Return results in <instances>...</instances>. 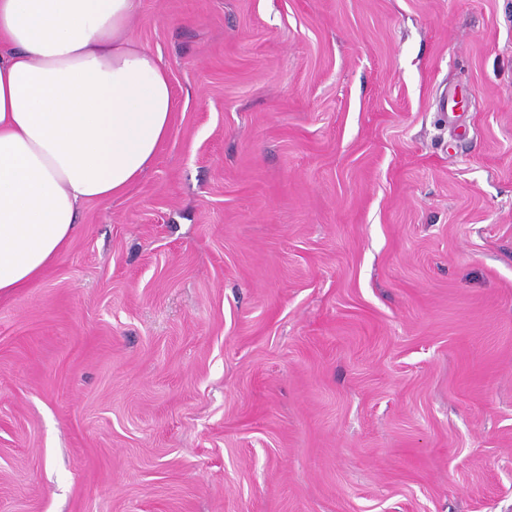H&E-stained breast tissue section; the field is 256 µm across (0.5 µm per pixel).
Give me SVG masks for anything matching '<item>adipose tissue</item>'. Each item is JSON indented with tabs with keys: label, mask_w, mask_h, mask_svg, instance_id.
<instances>
[{
	"label": "adipose tissue",
	"mask_w": 512,
	"mask_h": 512,
	"mask_svg": "<svg viewBox=\"0 0 512 512\" xmlns=\"http://www.w3.org/2000/svg\"><path fill=\"white\" fill-rule=\"evenodd\" d=\"M139 7L0 0V295L35 284L82 204L125 194L169 134V70L127 35Z\"/></svg>",
	"instance_id": "1"
}]
</instances>
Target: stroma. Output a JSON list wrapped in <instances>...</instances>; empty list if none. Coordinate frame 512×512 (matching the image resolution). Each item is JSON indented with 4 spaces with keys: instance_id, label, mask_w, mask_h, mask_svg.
<instances>
[{
    "instance_id": "stroma-1",
    "label": "stroma",
    "mask_w": 512,
    "mask_h": 512,
    "mask_svg": "<svg viewBox=\"0 0 512 512\" xmlns=\"http://www.w3.org/2000/svg\"><path fill=\"white\" fill-rule=\"evenodd\" d=\"M142 179L0 296V512H512V0H141Z\"/></svg>"
}]
</instances>
